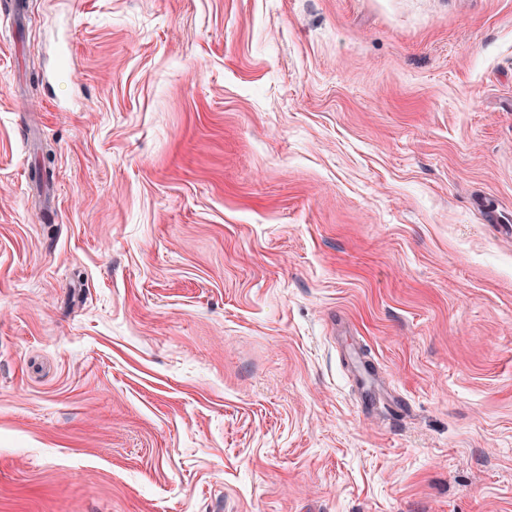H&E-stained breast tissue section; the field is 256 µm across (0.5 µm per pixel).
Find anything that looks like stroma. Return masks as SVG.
Returning a JSON list of instances; mask_svg holds the SVG:
<instances>
[{"instance_id": "obj_1", "label": "stroma", "mask_w": 512, "mask_h": 512, "mask_svg": "<svg viewBox=\"0 0 512 512\" xmlns=\"http://www.w3.org/2000/svg\"><path fill=\"white\" fill-rule=\"evenodd\" d=\"M23 10L0 512H512V0ZM350 357L355 361L354 376L360 393L359 412L362 414L375 413L380 408H386L394 397L388 392L378 371L364 357L357 353H351ZM374 392L375 396L372 395Z\"/></svg>"}]
</instances>
